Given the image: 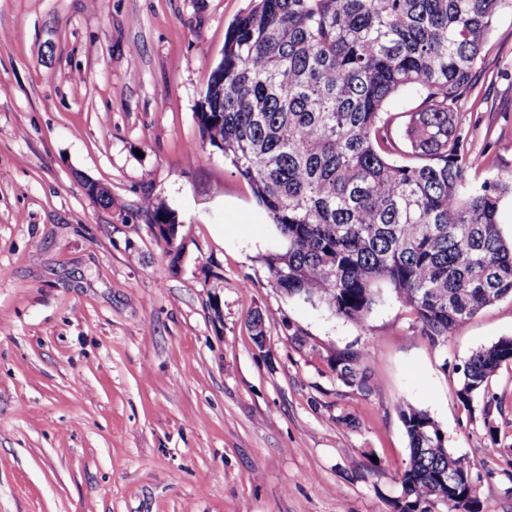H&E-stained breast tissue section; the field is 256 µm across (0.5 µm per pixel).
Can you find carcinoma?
Masks as SVG:
<instances>
[{
    "label": "carcinoma",
    "instance_id": "carcinoma-1",
    "mask_svg": "<svg viewBox=\"0 0 512 512\" xmlns=\"http://www.w3.org/2000/svg\"><path fill=\"white\" fill-rule=\"evenodd\" d=\"M504 8L512 0H258L232 24L199 127L265 209L277 244L263 262L282 294L361 324L390 289L435 346L512 296V242L498 224L512 175L471 185L476 165L454 123ZM407 88L420 103L398 136L387 104ZM142 214L174 223L151 200ZM265 322L258 311L249 321L259 347ZM359 358L328 364L364 390ZM507 363L512 337L470 355L457 391L465 409ZM401 419L410 460L395 512H479L473 468L438 423L412 407Z\"/></svg>",
    "mask_w": 512,
    "mask_h": 512
}]
</instances>
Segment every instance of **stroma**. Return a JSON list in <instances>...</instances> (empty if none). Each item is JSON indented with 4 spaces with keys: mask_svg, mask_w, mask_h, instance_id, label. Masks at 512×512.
Returning a JSON list of instances; mask_svg holds the SVG:
<instances>
[{
    "mask_svg": "<svg viewBox=\"0 0 512 512\" xmlns=\"http://www.w3.org/2000/svg\"><path fill=\"white\" fill-rule=\"evenodd\" d=\"M253 5L0 0V512H393L408 406L479 472L480 512H512V364L457 399L472 352L512 337L511 296L435 347L391 291L356 325L273 287L268 217L197 120ZM484 54L454 108L476 184L512 172L511 11ZM346 350L370 392L331 371Z\"/></svg>",
    "mask_w": 512,
    "mask_h": 512,
    "instance_id": "1",
    "label": "stroma"
}]
</instances>
